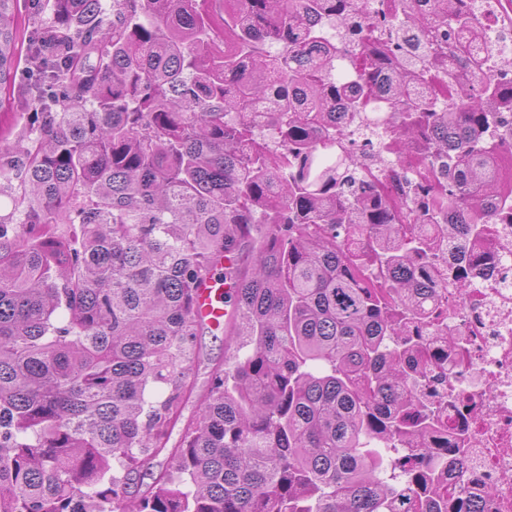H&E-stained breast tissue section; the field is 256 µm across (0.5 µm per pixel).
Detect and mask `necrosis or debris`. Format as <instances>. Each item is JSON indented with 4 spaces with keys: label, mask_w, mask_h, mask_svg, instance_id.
I'll return each mask as SVG.
<instances>
[{
    "label": "necrosis or debris",
    "mask_w": 512,
    "mask_h": 512,
    "mask_svg": "<svg viewBox=\"0 0 512 512\" xmlns=\"http://www.w3.org/2000/svg\"><path fill=\"white\" fill-rule=\"evenodd\" d=\"M512 9L488 15L478 34L460 41L488 51L489 66L512 62ZM488 248L498 255L493 278L478 281L467 294L448 290V325L464 338V348L448 368L449 424L466 420L471 453L453 476L458 491L484 512H512V226L501 224Z\"/></svg>",
    "instance_id": "4bbe7bcc"
}]
</instances>
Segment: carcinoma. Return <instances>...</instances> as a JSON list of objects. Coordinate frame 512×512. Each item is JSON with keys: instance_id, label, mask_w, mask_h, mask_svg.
Listing matches in <instances>:
<instances>
[{"instance_id": "carcinoma-1", "label": "carcinoma", "mask_w": 512, "mask_h": 512, "mask_svg": "<svg viewBox=\"0 0 512 512\" xmlns=\"http://www.w3.org/2000/svg\"><path fill=\"white\" fill-rule=\"evenodd\" d=\"M16 2L0 88L19 43L35 80L0 143V512H483L448 490L468 449L440 414L448 286L512 225V73L453 40L476 0H41L21 34ZM436 81L446 111L410 102ZM340 114L376 129L373 165ZM231 256L198 390V292Z\"/></svg>"}]
</instances>
